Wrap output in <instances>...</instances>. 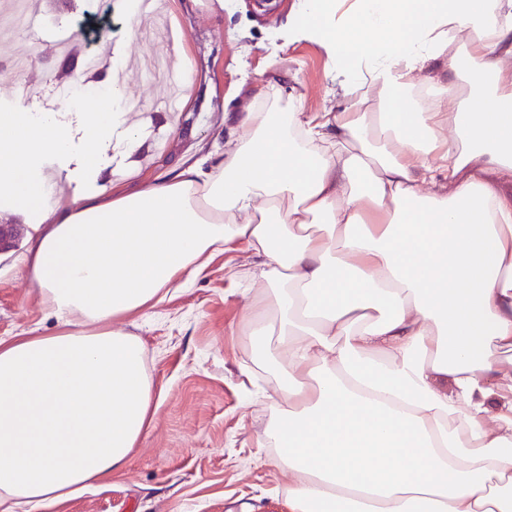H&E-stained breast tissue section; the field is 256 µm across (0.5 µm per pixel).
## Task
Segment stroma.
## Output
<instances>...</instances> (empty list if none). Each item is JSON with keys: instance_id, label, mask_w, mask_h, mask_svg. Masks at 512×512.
Returning <instances> with one entry per match:
<instances>
[{"instance_id": "1", "label": "stroma", "mask_w": 512, "mask_h": 512, "mask_svg": "<svg viewBox=\"0 0 512 512\" xmlns=\"http://www.w3.org/2000/svg\"><path fill=\"white\" fill-rule=\"evenodd\" d=\"M158 2L162 22L183 32L181 50L193 58L195 73L174 111L143 67L122 72L136 98L132 117L144 130L135 155L113 147L105 173L113 186L131 190L173 176L185 163L220 162L225 147L244 135L240 117L267 84L300 95L308 112L321 111L330 90L334 105L347 107L325 50L294 20L300 0H272L266 10L253 0H224L220 10L208 0ZM105 26L112 40L101 64L169 54L165 40L130 28L124 0H64L43 6L29 29L0 38V61L21 57L23 77L43 80L52 98L69 85L62 65L95 52L92 30ZM32 234L24 226L17 246L0 253L2 339L57 330L20 271ZM252 269L246 253L216 252L201 275L171 289L155 308L117 322L143 346L156 392L153 422L122 474L54 512H288V475L275 465L274 450L256 445L273 412L253 397L275 373L244 374L251 349L236 330L248 300L224 293Z\"/></svg>"}]
</instances>
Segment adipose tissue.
Instances as JSON below:
<instances>
[{
	"mask_svg": "<svg viewBox=\"0 0 512 512\" xmlns=\"http://www.w3.org/2000/svg\"><path fill=\"white\" fill-rule=\"evenodd\" d=\"M354 104L269 87L222 162L132 191L123 85L0 113V221L58 330L0 339V506L30 512L126 467L154 416L140 341L217 251L253 259L254 359L277 373L257 438L289 512H512V0H304ZM81 177L64 204L50 185Z\"/></svg>",
	"mask_w": 512,
	"mask_h": 512,
	"instance_id": "adipose-tissue-1",
	"label": "adipose tissue"
}]
</instances>
